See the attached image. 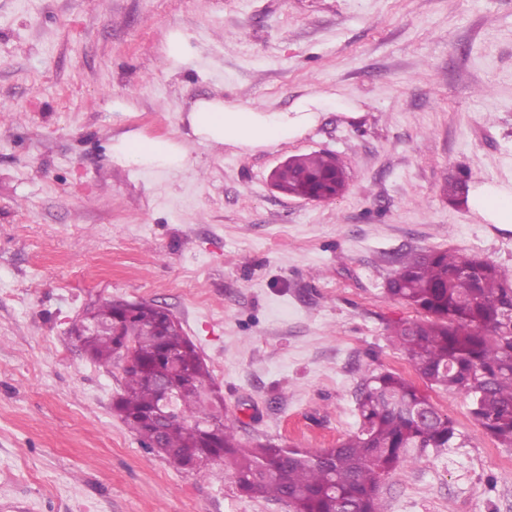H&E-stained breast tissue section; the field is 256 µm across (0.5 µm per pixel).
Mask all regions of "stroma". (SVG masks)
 <instances>
[{
	"instance_id": "35a3bbf8",
	"label": "stroma",
	"mask_w": 512,
	"mask_h": 512,
	"mask_svg": "<svg viewBox=\"0 0 512 512\" xmlns=\"http://www.w3.org/2000/svg\"><path fill=\"white\" fill-rule=\"evenodd\" d=\"M193 54L171 67L169 31ZM331 101L268 149L190 143L176 172L112 163L127 131L180 138L214 96L282 112ZM354 114H346V107ZM329 152L345 193L274 191ZM512 180V0H0V512H288L141 446L113 412L120 365L70 336L113 299L168 307L243 443L310 451L358 427L368 373L418 376L388 327L403 251L454 249L512 274V230L443 192ZM463 444L397 468L384 512H512V448L457 391L430 390Z\"/></svg>"
}]
</instances>
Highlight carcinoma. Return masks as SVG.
I'll return each mask as SVG.
<instances>
[{"instance_id":"1","label":"carcinoma","mask_w":512,"mask_h":512,"mask_svg":"<svg viewBox=\"0 0 512 512\" xmlns=\"http://www.w3.org/2000/svg\"><path fill=\"white\" fill-rule=\"evenodd\" d=\"M336 157L313 152L274 173L293 196H339ZM467 176H453L443 191L457 201ZM386 291L420 318L392 327L390 341L428 387L465 394L470 414L494 441L512 447V276L478 255L448 251L404 253ZM90 328L77 337L83 352L108 368L122 361L124 383L113 408L140 442L174 466L203 470L215 457L233 465L238 491L288 504L290 512H382L381 483L411 455L459 446L453 421L429 395L394 372L363 379L357 398L358 428L345 441L318 451L272 441L244 445L226 418L213 432L198 420L223 406L197 346L172 328L148 301H106L89 310ZM175 349L174 367L160 360ZM182 384L178 413L157 431L150 419L165 387Z\"/></svg>"}]
</instances>
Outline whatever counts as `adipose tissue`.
Masks as SVG:
<instances>
[{
    "label": "adipose tissue",
    "mask_w": 512,
    "mask_h": 512,
    "mask_svg": "<svg viewBox=\"0 0 512 512\" xmlns=\"http://www.w3.org/2000/svg\"><path fill=\"white\" fill-rule=\"evenodd\" d=\"M327 104L320 95L301 98L287 112L246 108L213 97L195 101L188 112L190 137L207 145H227L246 152L274 147L302 136L316 126L320 109ZM113 162L149 169L178 171L189 163L180 142L125 133L112 142ZM467 205L473 215L487 224L512 228V182L475 183Z\"/></svg>",
    "instance_id": "1"
}]
</instances>
